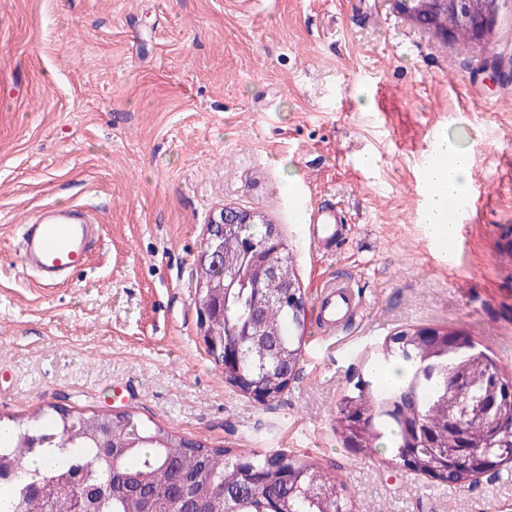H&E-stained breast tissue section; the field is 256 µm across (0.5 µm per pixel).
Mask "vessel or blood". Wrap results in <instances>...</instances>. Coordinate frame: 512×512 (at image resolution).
Here are the masks:
<instances>
[{"instance_id": "vessel-or-blood-1", "label": "vessel or blood", "mask_w": 512, "mask_h": 512, "mask_svg": "<svg viewBox=\"0 0 512 512\" xmlns=\"http://www.w3.org/2000/svg\"><path fill=\"white\" fill-rule=\"evenodd\" d=\"M306 217L316 246L325 249L336 245L345 218L335 205L309 210ZM98 229L97 219L79 205L45 210L22 225L21 261L34 272L37 287H60L70 274L85 267L99 241ZM357 307L349 287L327 284L318 299L317 322L326 329H336L347 323Z\"/></svg>"}]
</instances>
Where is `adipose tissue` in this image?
<instances>
[{"label": "adipose tissue", "mask_w": 512, "mask_h": 512, "mask_svg": "<svg viewBox=\"0 0 512 512\" xmlns=\"http://www.w3.org/2000/svg\"><path fill=\"white\" fill-rule=\"evenodd\" d=\"M436 151L441 155L451 154L452 160L449 164L430 168L428 178L433 193L421 216V222L428 236L441 242L448 238V199L467 186L469 161L466 151L449 147L444 139L438 141Z\"/></svg>", "instance_id": "ef3b65f1"}]
</instances>
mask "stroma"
<instances>
[{"mask_svg":"<svg viewBox=\"0 0 512 512\" xmlns=\"http://www.w3.org/2000/svg\"><path fill=\"white\" fill-rule=\"evenodd\" d=\"M475 44L393 0H0V417L124 410L213 448L335 472L354 512H512V463L451 487L343 447L336 405L375 345L460 333L512 375V83ZM466 149L482 210L433 245L420 168ZM338 202L335 253L298 204ZM86 205L103 236L64 286L36 287L19 227ZM258 211L293 252L307 315L279 398L224 381L201 339L195 269L213 213ZM357 316L318 328L326 280Z\"/></svg>","mask_w":512,"mask_h":512,"instance_id":"stroma-1","label":"stroma"}]
</instances>
